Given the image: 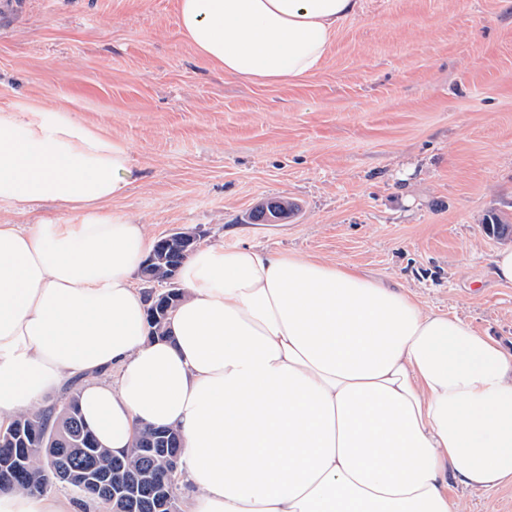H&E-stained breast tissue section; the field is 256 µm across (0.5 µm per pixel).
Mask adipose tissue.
Returning <instances> with one entry per match:
<instances>
[{"mask_svg": "<svg viewBox=\"0 0 512 512\" xmlns=\"http://www.w3.org/2000/svg\"><path fill=\"white\" fill-rule=\"evenodd\" d=\"M361 2L179 0L178 20L225 76L275 83L314 74ZM130 183L110 137L0 107V204L77 215L0 222V425L85 377L84 419L112 455L139 427L180 433L185 512H462L452 487L512 484V352L348 266L199 248L170 338L149 340L133 276L152 238L106 210ZM0 512L81 510L10 492Z\"/></svg>", "mask_w": 512, "mask_h": 512, "instance_id": "adipose-tissue-1", "label": "adipose tissue"}]
</instances>
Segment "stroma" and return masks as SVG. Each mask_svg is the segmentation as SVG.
<instances>
[{
  "label": "stroma",
  "mask_w": 512,
  "mask_h": 512,
  "mask_svg": "<svg viewBox=\"0 0 512 512\" xmlns=\"http://www.w3.org/2000/svg\"><path fill=\"white\" fill-rule=\"evenodd\" d=\"M178 0H26L0 24V107H48L132 156L112 215L399 284L512 352V0H363L313 75L225 77ZM297 208L252 224L260 202Z\"/></svg>",
  "instance_id": "35a3bbf8"
}]
</instances>
